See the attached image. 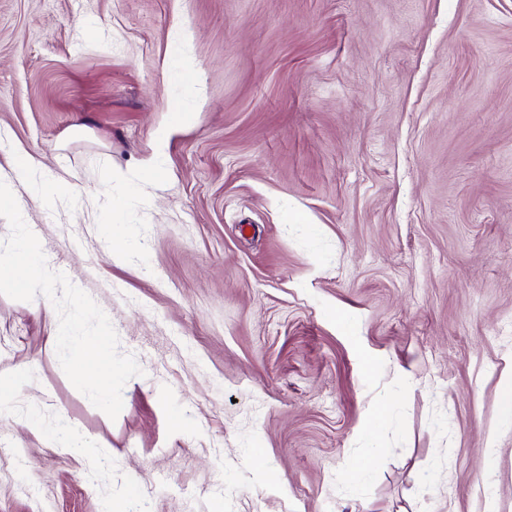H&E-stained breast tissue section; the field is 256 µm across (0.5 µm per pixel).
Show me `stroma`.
Segmentation results:
<instances>
[{"label": "stroma", "instance_id": "stroma-1", "mask_svg": "<svg viewBox=\"0 0 512 512\" xmlns=\"http://www.w3.org/2000/svg\"><path fill=\"white\" fill-rule=\"evenodd\" d=\"M18 150L142 373L109 418L0 295L49 427L0 425V512H512V0H0Z\"/></svg>", "mask_w": 512, "mask_h": 512}]
</instances>
